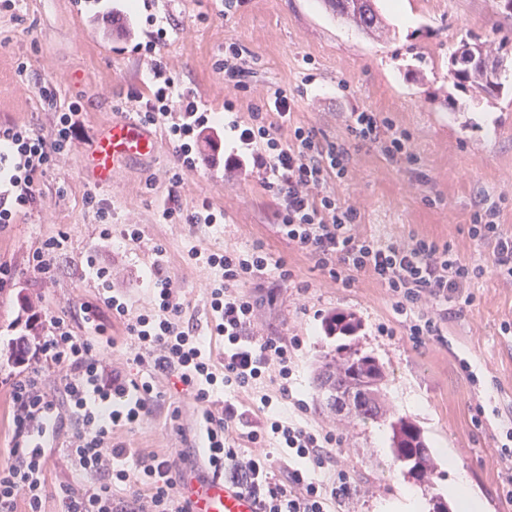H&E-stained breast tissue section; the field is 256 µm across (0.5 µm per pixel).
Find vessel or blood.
<instances>
[{
  "mask_svg": "<svg viewBox=\"0 0 512 512\" xmlns=\"http://www.w3.org/2000/svg\"><path fill=\"white\" fill-rule=\"evenodd\" d=\"M158 148L157 126L123 113L83 149L82 171L89 182L107 186L122 166L152 159ZM181 499L189 512H259L251 495L208 472L184 478Z\"/></svg>",
  "mask_w": 512,
  "mask_h": 512,
  "instance_id": "obj_1",
  "label": "vessel or blood"
}]
</instances>
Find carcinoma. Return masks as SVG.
Wrapping results in <instances>:
<instances>
[{"instance_id":"carcinoma-1","label":"carcinoma","mask_w":512,"mask_h":512,"mask_svg":"<svg viewBox=\"0 0 512 512\" xmlns=\"http://www.w3.org/2000/svg\"><path fill=\"white\" fill-rule=\"evenodd\" d=\"M337 17L353 24L365 36L379 37L384 25L375 8V0H323ZM512 38L504 36L495 45L481 40L464 41L449 56V68L457 69L453 87L477 101L492 102L505 90L502 75L512 69ZM357 324L350 314L337 313L327 323L328 334L350 336ZM29 349L26 336L11 342L10 358L21 364ZM388 374L374 357L342 344L336 353L327 354L322 369L314 377L323 393L327 409L342 412L366 422L389 421L392 430V453L406 474L418 484L429 486L437 465L423 430L394 411L387 399Z\"/></svg>"}]
</instances>
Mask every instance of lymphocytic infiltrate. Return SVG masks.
Wrapping results in <instances>:
<instances>
[{"label": "lymphocytic infiltrate", "instance_id": "f902f5d3", "mask_svg": "<svg viewBox=\"0 0 512 512\" xmlns=\"http://www.w3.org/2000/svg\"><path fill=\"white\" fill-rule=\"evenodd\" d=\"M155 43L148 44L149 94L139 116L150 123L167 122L171 110L182 121L169 124L168 135L175 148L177 166L171 183H180L196 167L191 140L195 131L210 124L209 113L199 111L190 93L181 90L175 77L164 76V65L155 57ZM294 100L287 90L275 89L263 105L254 107L252 121L239 128V141L250 151L253 168L262 172L265 185L278 202L273 213L277 233L311 259L315 267L342 287H352L355 276L368 274L385 288L396 313L404 315L413 341L441 336L449 304L461 303L462 290L481 278L485 269L460 260L448 244L429 238L383 241L359 232V212L326 191L329 178L343 179L351 154L346 144L322 141L316 130L295 127L291 143H283L282 121L290 118ZM82 107L69 105L59 113L56 130L44 137L14 125H0V146L12 161L7 186L9 203L0 202V224L36 199L40 180L57 155L69 146L80 126ZM277 121H268V113ZM348 129L360 142H383L389 158L407 154L406 133L394 130L390 120L373 112H354ZM500 204L483 196L474 203L470 237L491 244L492 264L498 275L512 280V235L498 222ZM220 269L221 277L210 292L213 331L224 339V367L216 369L203 336L184 320L183 305L173 294L172 280L163 262L152 268L148 286L153 292L152 312L138 315L126 326L138 344L137 365L148 368L150 378L138 381L120 375L103 379V362L93 342L75 335L65 317H51L53 330L37 350L27 375L9 383L12 444L0 463V512H42L47 496L46 449L32 445L31 437L48 412L56 411L58 399L42 387V366H61L63 397L78 440L69 454L86 475L94 478L85 490L68 489L62 496L63 512H185L175 475L179 469L194 470L187 456L173 460L156 454H141L131 465L120 466L127 451L108 448L104 442L112 431L136 423L151 413L158 394L152 384L160 377L177 378L196 402H208L215 387L255 389L270 368L280 379L291 373V353L281 338L256 336V305L243 292L246 283L275 268L281 279L293 272L283 257L256 246L200 255ZM209 446L203 462L226 483L253 496L260 512H330L331 505L349 498L352 485L347 470L336 468L335 451L342 448L341 433L310 430L274 417L247 429L250 443L271 437L288 451L286 478L275 476L263 454L242 455L230 444L232 430L244 427L245 416L231 402L221 412L203 411ZM335 468L328 482L314 479L311 467Z\"/></svg>", "mask_w": 512, "mask_h": 512}]
</instances>
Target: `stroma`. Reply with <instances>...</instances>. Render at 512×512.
Masks as SVG:
<instances>
[{
    "label": "stroma",
    "instance_id": "obj_1",
    "mask_svg": "<svg viewBox=\"0 0 512 512\" xmlns=\"http://www.w3.org/2000/svg\"><path fill=\"white\" fill-rule=\"evenodd\" d=\"M112 4V10L79 20L72 16L71 0H17L13 10L0 11V124L48 136L71 102L83 107L81 128L43 176L32 207L0 228V264L11 272L0 289V378L27 373V364L9 360L8 346L21 335L37 345L49 336L56 315L66 317L80 336L104 327L113 341L100 350L107 371L136 377L135 345L124 322L103 307V286L126 299L130 316L151 309L147 278L154 248L162 246L186 319L203 327L210 321L208 288L219 272L190 261L189 251L260 245L284 257L295 277L284 281L271 270L244 285L257 303L254 331L301 342L293 353L290 396L280 404L282 417L344 433L340 463L355 491L339 512H386L389 503L408 495L420 502L419 512H430L431 497H447L455 480L448 467L452 457L484 512H512V500L502 492L506 469L497 458L512 427V335L500 332L502 323H512V281L494 271L491 245L476 243L468 233L474 202L486 194L501 200L499 222L512 234V71L505 94L491 104L455 94L448 79V57L461 40L496 41L512 32V18L499 0H378L391 28L386 43L333 17L322 0H240L229 11L224 0H163L150 20L143 0ZM159 27L167 30L159 53L168 70L201 109L221 119L197 132V168L177 188L168 184L175 155L166 138L153 159L120 168L111 185L90 184L81 170L82 150L112 116L136 111L137 102L127 95L146 90L143 47ZM230 42L242 50L244 91L224 83ZM43 83L55 88L54 104L41 100ZM278 87L295 97L284 139L303 126L326 141H349V117L363 110L380 113L409 134L413 161L390 159L376 144L351 143L347 176L329 179L327 187L359 211L362 233L387 240L433 238L463 261L484 266L483 277L465 288L473 303L450 311L442 339L413 342L373 279L360 274L352 287H341L276 233L270 219L276 199L257 171L232 159L246 154L235 126L249 123L252 108ZM452 94L459 102L455 110L448 104ZM171 194L183 215L167 220L163 202ZM204 201L223 212V223H185V214ZM129 225L140 229V241L122 238ZM53 238L62 247L54 279L44 281L33 275L30 259ZM98 266L109 270L108 282L97 279ZM300 283L308 286L302 295L296 290ZM88 303L99 308L98 326L83 319L81 308ZM339 310L360 322L351 344L386 366L393 410L423 428L439 461L432 486L406 477L391 454L386 424H357L319 408L315 370L341 343L326 335L323 323ZM157 390L152 413L115 430L111 444L136 454H190L181 433L193 431L199 403L174 379ZM91 483L56 449L48 461L44 512H60L63 489Z\"/></svg>",
    "mask_w": 512,
    "mask_h": 512
}]
</instances>
